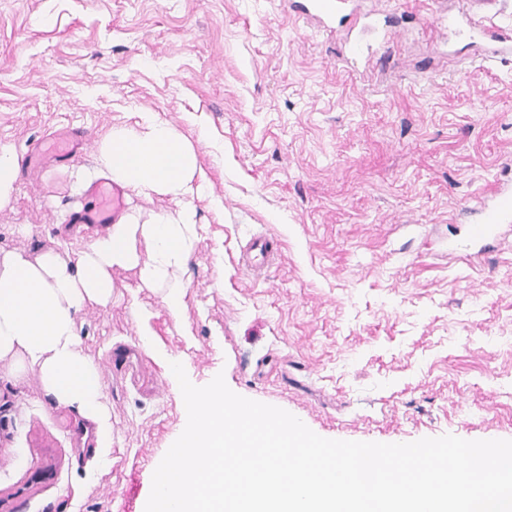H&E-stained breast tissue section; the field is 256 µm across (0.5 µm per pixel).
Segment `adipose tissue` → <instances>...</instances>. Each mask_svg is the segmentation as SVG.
I'll use <instances>...</instances> for the list:
<instances>
[{
	"label": "adipose tissue",
	"mask_w": 512,
	"mask_h": 512,
	"mask_svg": "<svg viewBox=\"0 0 512 512\" xmlns=\"http://www.w3.org/2000/svg\"><path fill=\"white\" fill-rule=\"evenodd\" d=\"M100 171L136 195H165L174 210L142 220L128 212L71 255L48 251L0 254V363L11 376L37 374L50 402L92 422L102 464L112 448L109 415L98 367L84 353L78 317L112 299L113 268L135 270L139 287L158 289L170 314L184 306L183 275L197 239L193 201L210 182L191 141L158 118L141 113L135 124L113 126L97 142Z\"/></svg>",
	"instance_id": "ef3b65f1"
}]
</instances>
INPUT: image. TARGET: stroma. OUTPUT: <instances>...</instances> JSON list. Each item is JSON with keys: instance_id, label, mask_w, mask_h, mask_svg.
Wrapping results in <instances>:
<instances>
[{"instance_id": "1", "label": "stroma", "mask_w": 512, "mask_h": 512, "mask_svg": "<svg viewBox=\"0 0 512 512\" xmlns=\"http://www.w3.org/2000/svg\"><path fill=\"white\" fill-rule=\"evenodd\" d=\"M466 5L354 0L379 36L364 69L293 0H0V145L22 157L66 127L91 143L21 172L1 252L82 249L92 143L141 112L192 138L211 183L180 317L123 268L111 303L80 316L109 467L82 416L0 364L5 512H144L186 422L168 356L328 439L512 440V231L477 257L461 247L476 197L512 183V56L488 64L436 32ZM258 235L279 250L251 271Z\"/></svg>"}]
</instances>
